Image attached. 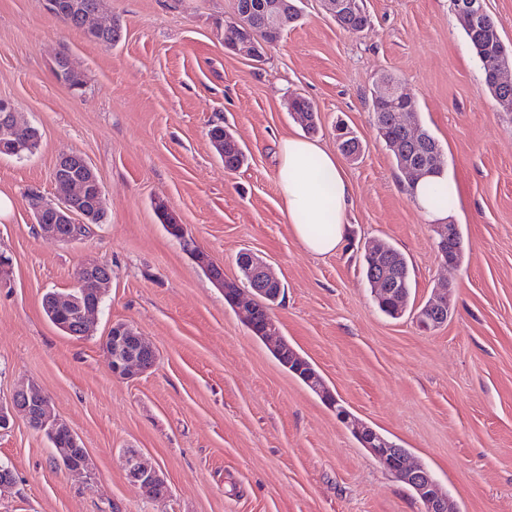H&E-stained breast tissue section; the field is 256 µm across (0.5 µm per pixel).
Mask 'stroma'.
Segmentation results:
<instances>
[{
    "mask_svg": "<svg viewBox=\"0 0 512 512\" xmlns=\"http://www.w3.org/2000/svg\"><path fill=\"white\" fill-rule=\"evenodd\" d=\"M121 38L106 47L49 13L43 0H0V98L38 127L34 154L0 157V221L11 259L0 288V401L36 384L86 448L92 476L55 467L46 436L16 421L0 432L14 472L0 512H423L319 395L254 337L224 291L160 224L163 200L199 249L240 281L236 257L261 256L284 286L271 308L282 335L312 362L356 419L408 449L458 512H512V112L485 90L451 0H364V31L337 26L322 0L264 61L227 50L235 0H107ZM81 77L61 83L58 57ZM402 82L439 141L461 190L458 266L405 192L372 123L378 80ZM308 99L317 140L336 150V124L360 139L341 164L354 184L350 237L331 256L294 238L276 185V144L303 135L288 101ZM229 127L248 160L225 170L210 144ZM78 152L102 184L106 219L83 240L35 234L27 193L54 197L57 158ZM385 240L412 273L405 314L383 315L360 269L367 242ZM87 258L112 280L82 338L45 316L46 292L66 293ZM447 288L451 313L418 326L419 307ZM127 323L157 352L155 366L117 377L103 350ZM137 450L166 476L154 501L127 478Z\"/></svg>",
    "mask_w": 512,
    "mask_h": 512,
    "instance_id": "35a3bbf8",
    "label": "stroma"
}]
</instances>
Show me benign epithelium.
I'll use <instances>...</instances> for the list:
<instances>
[{"label":"benign epithelium","mask_w":512,"mask_h":512,"mask_svg":"<svg viewBox=\"0 0 512 512\" xmlns=\"http://www.w3.org/2000/svg\"><path fill=\"white\" fill-rule=\"evenodd\" d=\"M324 3L329 14L335 19L362 11L361 0H324ZM456 12L461 23L471 32L484 29L489 20L484 0H458ZM293 13L294 6L290 0H259L243 11L234 12L232 23L236 29V36L227 42L228 49L255 60L263 59L276 46V42L263 40L256 32L255 24L262 23L279 32L292 24L289 15ZM99 15L98 5L93 4L80 11L79 22L89 30L100 29L102 25L98 22ZM376 97L383 101L395 97L403 100L414 99L406 88L389 81L381 83ZM17 117L18 109L15 104L10 100L0 99V132L17 138L20 131ZM54 180L63 191L59 199H49L38 190L31 191V194L41 199L42 208L54 212L55 221L60 224H73L85 190L91 186L100 187L98 177L92 164L84 158L78 175L68 178L58 174L54 176ZM102 269L101 262L94 259L84 260L77 271L76 287L83 288L90 284L93 286V292H102L108 284V281L97 275ZM54 305L68 314L74 328L82 329L91 324L93 308L80 302L73 295L56 297ZM448 311V292H440L429 305L428 314L422 317L420 327L431 330L442 326L448 319ZM107 358L112 366V372L121 378L144 373L155 363L153 347L129 324L114 326L112 350L107 353ZM18 418L39 432H53L61 427V421H53L48 397L32 384L16 390L8 402H0L1 429H9L11 422ZM356 432L365 441L372 456L388 473L396 480L418 490L424 512H447V497L425 466L413 463L410 454L395 444L376 442V435L370 429L358 428ZM69 438L70 447L55 456L57 467L65 471L75 463L90 467L87 450L82 447L77 435L71 431ZM124 470L131 482L153 496L159 499L170 497V488L162 471L148 465L141 454L135 451L128 452L124 459Z\"/></svg>","instance_id":"benign-epithelium-1"}]
</instances>
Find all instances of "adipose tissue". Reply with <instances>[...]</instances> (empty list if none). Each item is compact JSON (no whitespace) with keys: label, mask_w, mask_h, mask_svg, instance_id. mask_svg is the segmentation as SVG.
<instances>
[{"label":"adipose tissue","mask_w":512,"mask_h":512,"mask_svg":"<svg viewBox=\"0 0 512 512\" xmlns=\"http://www.w3.org/2000/svg\"><path fill=\"white\" fill-rule=\"evenodd\" d=\"M276 184L291 232L312 256L338 253L347 236L353 185L334 152L296 136L278 145ZM412 202L432 223L450 219L460 207L457 182L441 173L407 185Z\"/></svg>","instance_id":"obj_1"}]
</instances>
